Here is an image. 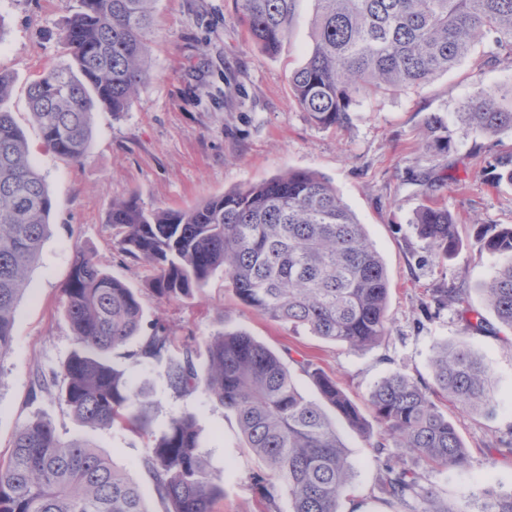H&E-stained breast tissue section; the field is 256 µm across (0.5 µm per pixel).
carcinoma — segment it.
Returning a JSON list of instances; mask_svg holds the SVG:
<instances>
[{"mask_svg": "<svg viewBox=\"0 0 512 512\" xmlns=\"http://www.w3.org/2000/svg\"><path fill=\"white\" fill-rule=\"evenodd\" d=\"M156 0H77L60 34L70 61L42 73L29 87L31 118L57 155L78 161L91 141L90 114L122 112L150 77L146 59ZM248 35L268 52L288 33L295 0H236ZM312 45L291 78L297 103L321 129L348 124L367 96L401 94L455 67L488 34L512 57V0H316ZM426 148L448 152L455 137L512 130V107L496 90L465 103L454 124L439 112L426 117ZM495 184H512V156L497 162ZM52 202L44 178L28 160V145L11 113L0 110V362L11 352L15 311L28 268L37 260ZM113 244L132 261L155 269L151 292L160 300L193 295L217 270L235 296L269 319L304 328L351 350L388 335L389 281L365 226L331 183L290 170L246 189L227 191L189 209H145L132 194L112 202ZM457 222L444 206L425 205L416 219L435 257L459 247ZM482 250L503 258L481 291L500 322L512 328V224H482ZM76 349L59 372L38 373L34 386L55 387L73 416L90 427L122 424L148 431L150 407L118 355L165 365L169 389H201L233 412L248 448L263 464L251 481L270 508L285 491L292 512H338L354 468L336 418L366 430L358 407L308 360L297 362L317 390L309 399L287 365L244 332H219L198 367L192 340L172 353L174 337L145 323L133 289L85 253L74 257L62 289ZM466 289L435 288L441 308L465 302ZM430 383L395 373L374 384L369 405L378 430L370 444L382 461L378 487L392 512H512V491L492 486L481 496L463 490L440 501L422 484L414 462L449 470L465 465L461 439L441 411H494L489 366L463 342L437 343ZM166 512H219L224 489L201 451L195 416L171 419L142 459ZM0 512H149L140 487L87 441H64L49 422L22 425L13 450L0 460Z\"/></svg>", "mask_w": 512, "mask_h": 512, "instance_id": "obj_1", "label": "carcinoma"}]
</instances>
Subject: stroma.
<instances>
[{
	"label": "stroma",
	"instance_id": "35a3bbf8",
	"mask_svg": "<svg viewBox=\"0 0 512 512\" xmlns=\"http://www.w3.org/2000/svg\"><path fill=\"white\" fill-rule=\"evenodd\" d=\"M316 12L315 0H296L288 34L271 55L240 26L236 0H156L151 81L126 112L95 110L86 156L68 161L44 145L30 117L27 92L44 70L68 61L58 32L70 15L69 4L0 0V71L14 79L6 106L26 136L29 160L53 204L16 308L13 351L0 362V457L9 456L20 425L42 419L63 438L89 440L140 486L149 512H165L141 459L172 417L191 412L202 451L224 489L223 512H266L249 479L261 464L246 448L234 414L200 391L173 394L163 364L116 361L132 385L148 393V435L118 425H82L57 389L34 391L35 373L60 370L75 348L62 289L82 250L133 288L146 318L161 320L176 342L194 337L198 365L206 363L210 336L244 331L284 362L311 360L368 421L373 418L369 393L377 381L395 372L431 380L433 345L466 341L493 371L497 411L488 417L442 402L466 448L467 463L453 471L422 466L423 484L443 500L485 481L512 488V449L506 446L512 439V331L498 324L481 293L500 258L475 243L478 225L512 224V186L491 184L496 160L512 153V130L492 138L476 133L456 138L439 156L425 147L429 113L454 115L461 103L490 87L511 105L512 60L485 59L492 46L483 41L478 52L427 85L364 99L348 125L324 130L309 121L289 85L308 58ZM289 170L327 179L383 258L390 330L373 348L354 351L269 320L241 303L220 271L191 297L159 301L149 290L153 270L123 258L113 246L107 218L114 200L134 193L147 209L187 208ZM423 179L437 185L431 196L421 192ZM429 199L458 219L460 247L451 257L431 256L416 232V213ZM453 284L466 288L465 303L425 315L422 306L432 290ZM475 311L485 319L479 331L466 327ZM336 426L354 466L338 512H390L377 488L378 464L368 439L344 421Z\"/></svg>",
	"mask_w": 512,
	"mask_h": 512
}]
</instances>
